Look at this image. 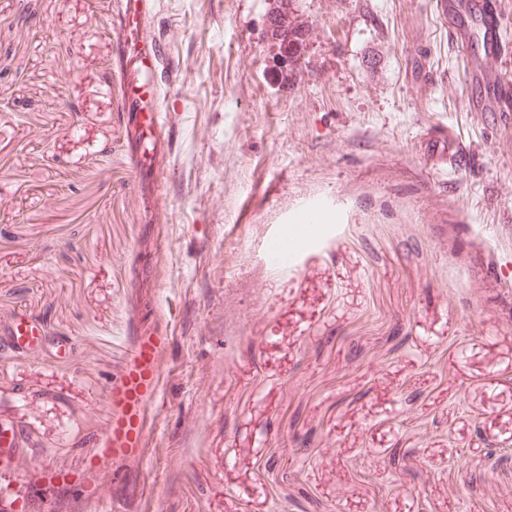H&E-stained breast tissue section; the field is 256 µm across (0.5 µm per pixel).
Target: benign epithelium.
Listing matches in <instances>:
<instances>
[{"instance_id": "benign-epithelium-1", "label": "benign epithelium", "mask_w": 512, "mask_h": 512, "mask_svg": "<svg viewBox=\"0 0 512 512\" xmlns=\"http://www.w3.org/2000/svg\"><path fill=\"white\" fill-rule=\"evenodd\" d=\"M475 444L492 448L500 453L503 459L512 457V445L496 438H492L483 432L475 433ZM0 447L8 449L6 457L0 459V512H42V509L49 508L51 512H58L54 509L61 498L62 491L51 484L45 489L44 499L35 501L29 499L28 494L13 486L12 466L15 460L27 453L23 439L15 435V431L0 430Z\"/></svg>"}]
</instances>
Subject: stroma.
<instances>
[{
	"mask_svg": "<svg viewBox=\"0 0 512 512\" xmlns=\"http://www.w3.org/2000/svg\"><path fill=\"white\" fill-rule=\"evenodd\" d=\"M278 7L145 0L133 29L125 0H0V332L43 336L0 351L17 483L64 476L74 512H512L473 434L512 433V118L470 111L427 0H292L319 36L289 58ZM434 125L468 167L432 174ZM140 336L163 389L116 458ZM268 30L270 32L271 37L276 40L282 49V51L288 55L292 53L294 45L296 46L300 44L303 40L309 37L310 33L308 31L301 32L302 39L299 37H295L293 42H290L288 37L292 33V28L288 26V21L283 18V16L279 12H275L271 14L267 21Z\"/></svg>",
	"mask_w": 512,
	"mask_h": 512,
	"instance_id": "obj_1",
	"label": "stroma"
}]
</instances>
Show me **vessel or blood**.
Segmentation results:
<instances>
[{
    "instance_id": "b4317fda",
    "label": "vessel or blood",
    "mask_w": 512,
    "mask_h": 512,
    "mask_svg": "<svg viewBox=\"0 0 512 512\" xmlns=\"http://www.w3.org/2000/svg\"><path fill=\"white\" fill-rule=\"evenodd\" d=\"M433 5L447 16L449 34L463 56H470L474 38H481L480 63L478 67L468 69L466 76L471 89L468 105L475 112L500 113L503 100L492 65L501 58L503 51L495 39L501 22L494 0H433ZM267 25L282 51L291 53L294 44L288 39L287 20L276 12L269 16ZM423 140L435 147V159L441 166L447 165L460 151L458 138L446 129L424 134ZM161 351L160 340L149 337L138 340L120 382L112 387V402L121 410L110 430L116 454L135 451L139 446L149 403L160 389Z\"/></svg>"
}]
</instances>
